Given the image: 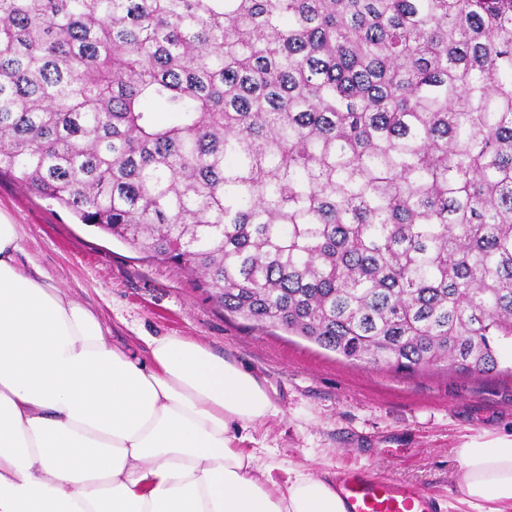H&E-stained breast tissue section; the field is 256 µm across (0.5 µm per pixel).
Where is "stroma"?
<instances>
[{
  "mask_svg": "<svg viewBox=\"0 0 512 512\" xmlns=\"http://www.w3.org/2000/svg\"><path fill=\"white\" fill-rule=\"evenodd\" d=\"M0 212L22 227L19 245L81 305L107 339L148 356V336L196 341L249 370L279 412L252 428V447L283 485L289 468L331 480L361 466L423 489L442 512L462 501L456 449L512 439V347L488 374L434 366L406 374L349 361L300 337L225 315L176 266L145 258L97 228L0 177Z\"/></svg>",
  "mask_w": 512,
  "mask_h": 512,
  "instance_id": "stroma-1",
  "label": "stroma"
}]
</instances>
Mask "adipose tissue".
Masks as SVG:
<instances>
[{
	"label": "adipose tissue",
	"instance_id": "adipose-tissue-1",
	"mask_svg": "<svg viewBox=\"0 0 512 512\" xmlns=\"http://www.w3.org/2000/svg\"><path fill=\"white\" fill-rule=\"evenodd\" d=\"M0 215V512H344L323 480H269L238 430L277 414L201 344L111 345L98 316L20 257ZM471 512H512V440L456 451Z\"/></svg>",
	"mask_w": 512,
	"mask_h": 512
}]
</instances>
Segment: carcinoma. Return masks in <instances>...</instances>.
<instances>
[{
    "label": "carcinoma",
    "instance_id": "obj_1",
    "mask_svg": "<svg viewBox=\"0 0 512 512\" xmlns=\"http://www.w3.org/2000/svg\"><path fill=\"white\" fill-rule=\"evenodd\" d=\"M401 373L512 345V0H0V174Z\"/></svg>",
    "mask_w": 512,
    "mask_h": 512
}]
</instances>
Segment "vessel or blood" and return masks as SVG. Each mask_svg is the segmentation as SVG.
<instances>
[{
    "mask_svg": "<svg viewBox=\"0 0 512 512\" xmlns=\"http://www.w3.org/2000/svg\"><path fill=\"white\" fill-rule=\"evenodd\" d=\"M335 490L345 512H433L432 498L411 484L373 477L362 467L336 472Z\"/></svg>",
    "mask_w": 512,
    "mask_h": 512,
    "instance_id": "vessel-or-blood-1",
    "label": "vessel or blood"
}]
</instances>
